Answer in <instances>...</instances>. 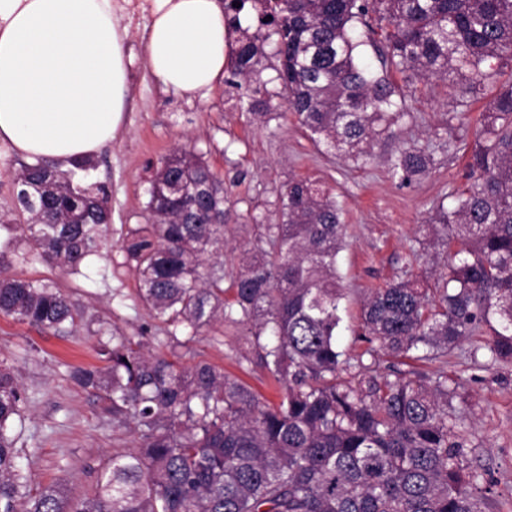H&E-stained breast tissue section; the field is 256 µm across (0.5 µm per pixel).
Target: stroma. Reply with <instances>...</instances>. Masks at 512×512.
<instances>
[{
    "mask_svg": "<svg viewBox=\"0 0 512 512\" xmlns=\"http://www.w3.org/2000/svg\"><path fill=\"white\" fill-rule=\"evenodd\" d=\"M150 19V11L134 0L125 20L129 97L122 132L94 155L93 169L75 177L79 185L97 183L107 192L112 221L100 255L77 271L53 266L29 256L16 225L0 224L12 272L55 284L82 314L64 333L0 315V363L13 369L26 396L13 427L24 499L53 484L74 497L90 493L113 449L127 444L112 429L104 392L82 388L71 377L79 367H104L97 348L100 327L118 336H145L157 355L172 353L165 323L139 297L137 273L123 245L127 232L146 222L150 181L174 150L201 156L224 180L231 213L224 250L209 258L212 266L237 262L254 243V225L280 223L279 194L291 178L321 180L342 207L348 229L339 272L349 322L356 327L371 290L408 274L433 277L442 271L446 251L433 245L425 221L434 201L462 184L467 158L448 155L436 136L452 124L472 134L496 92L495 86H486L452 123L447 84L414 82L406 115L397 117L363 164L315 146L289 113L277 77L276 35L265 42L267 67L259 77L236 84L229 60L223 81L207 95L190 99L164 90L150 73L143 39ZM253 106L258 109L254 115L249 112ZM410 145L429 151L434 164L426 175L402 185L391 178L388 161ZM248 339L246 328L218 321L181 361L212 363L249 385L262 402L274 404L281 385L244 360ZM484 344L483 336H471L446 362L411 360L407 367L430 379L441 369L458 379L455 405L462 421L456 436L470 468L491 485L485 512H512V362L492 361Z\"/></svg>",
    "mask_w": 512,
    "mask_h": 512,
    "instance_id": "1",
    "label": "stroma"
}]
</instances>
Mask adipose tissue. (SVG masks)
I'll list each match as a JSON object with an SVG mask.
<instances>
[{"label":"adipose tissue","instance_id":"ef3b65f1","mask_svg":"<svg viewBox=\"0 0 512 512\" xmlns=\"http://www.w3.org/2000/svg\"><path fill=\"white\" fill-rule=\"evenodd\" d=\"M220 0H154L148 67L164 88L195 96L224 76ZM114 0H0V141L61 169L122 125L128 88Z\"/></svg>","mask_w":512,"mask_h":512}]
</instances>
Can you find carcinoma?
<instances>
[{
	"label": "carcinoma",
	"instance_id": "1",
	"mask_svg": "<svg viewBox=\"0 0 512 512\" xmlns=\"http://www.w3.org/2000/svg\"><path fill=\"white\" fill-rule=\"evenodd\" d=\"M228 28L239 34L235 74L257 76L266 58L260 33L279 36V79L288 110L315 144L346 158L371 156L406 92L365 62L380 44L382 68L416 79L439 77L467 109L485 86L495 97L473 133L449 136L448 151L469 155V182L435 202L426 223L446 247L434 283L400 279L372 291L353 383L340 380L351 357L338 270L346 246L343 212L328 190L292 179L280 195L279 224H256L224 287V269L200 268L224 248V180L199 156L177 149L150 189L148 223L124 244L139 295L186 348L215 321L246 326L244 355L283 388L263 404L241 381L207 361L184 366L125 336L99 343L102 370L72 379L112 403L113 429L134 436L116 450L93 492L71 498L47 486L27 512H483L481 475L464 464L456 440L458 382L440 372H380L372 343L394 358L440 360L457 343L487 331L495 360H512V79L491 61L512 64V0H237ZM251 9V33L239 14ZM432 154L401 149L388 163L409 184ZM74 172L38 160L15 177L14 216L30 250L47 263L79 269L98 255L112 215L104 187L74 183ZM0 250V315L62 331L79 311L51 283L7 272ZM25 397L0 367V512H17L20 480L14 419Z\"/></svg>",
	"mask_w": 512,
	"mask_h": 512
}]
</instances>
